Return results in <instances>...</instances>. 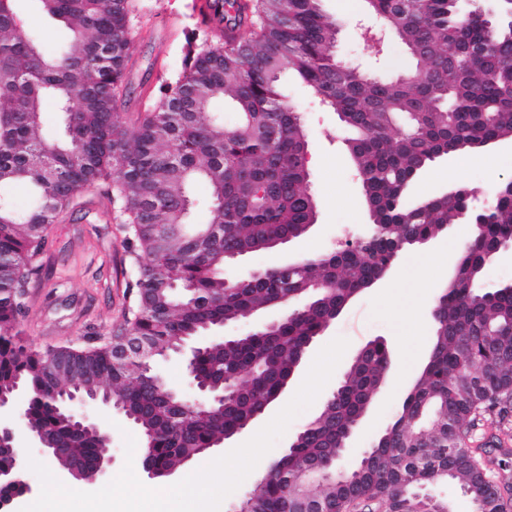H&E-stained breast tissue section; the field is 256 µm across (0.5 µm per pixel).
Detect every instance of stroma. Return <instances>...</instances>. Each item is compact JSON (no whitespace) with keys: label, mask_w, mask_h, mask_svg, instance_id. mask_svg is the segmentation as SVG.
<instances>
[{"label":"stroma","mask_w":512,"mask_h":512,"mask_svg":"<svg viewBox=\"0 0 512 512\" xmlns=\"http://www.w3.org/2000/svg\"><path fill=\"white\" fill-rule=\"evenodd\" d=\"M195 0H136L131 17L136 32L128 65L130 94L127 109L139 112L154 103L153 90L162 71L177 74L182 52L173 37L174 28L196 29L200 24ZM327 16L340 26L339 54L372 76L387 78L408 68L409 56L394 36H387L382 52L367 48L357 22L372 24L374 17L364 0H322ZM282 90L288 102L301 112L308 133L311 190L316 200L315 222L300 238L278 252L247 257L230 268L234 277L249 268L268 266L306 256H324L346 242L356 240L373 221L361 180L350 158L343 130L335 112L297 80L288 78ZM491 164L470 162L459 155L431 163L411 190L413 200L446 194L461 185L479 190L512 180V140L486 149ZM474 228L465 223L449 225L430 246L408 247L393 270L373 288L357 295L331 322L305 355L283 395L258 418L266 425L298 390L319 350L333 339L347 340L348 347L330 380L315 402L299 414L271 450L241 485L222 502L220 512H235L252 492L272 458L287 448L290 439L314 419L335 391L353 357L367 342L384 340L392 356L389 380L354 432L344 454L345 468H354L364 452L390 423L393 414L418 377L426 360L434 325L430 313L417 309L422 290L431 283H448L455 266L426 263L427 252L447 253L448 245ZM137 269L127 247V232L107 198L96 191L81 193L74 209L50 226L46 245L35 259L30 278L28 310L21 321L26 342L43 349L87 338L108 336L124 328L136 305ZM76 413L101 421L112 436L113 472L125 463L122 433L125 418L100 403H74Z\"/></svg>","instance_id":"obj_1"}]
</instances>
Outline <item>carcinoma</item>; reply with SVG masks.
Returning a JSON list of instances; mask_svg holds the SVG:
<instances>
[{
  "instance_id": "obj_1",
  "label": "carcinoma",
  "mask_w": 512,
  "mask_h": 512,
  "mask_svg": "<svg viewBox=\"0 0 512 512\" xmlns=\"http://www.w3.org/2000/svg\"><path fill=\"white\" fill-rule=\"evenodd\" d=\"M14 2L0 0V389L23 386L28 423L68 449L62 466H82L98 452L97 435L76 432L58 403L78 376L110 388L132 423L152 432L160 470L244 425L275 401L326 324L383 279L409 241L435 236L470 205L461 195L411 200L419 174L437 159L512 139V28L498 24V38L487 44L495 20L477 6L460 9L458 0H366L405 46L420 49L405 78L390 80L354 67L336 72L339 26L320 0H232L225 26L185 36L181 74L158 87L153 107L132 125L119 112L135 39L132 0H37L42 15L69 31L52 55L41 47L38 20L21 17ZM286 73L350 131L348 150L383 232L293 267L273 265L266 278L242 277L227 291L225 251L263 252L314 222L307 132L279 91ZM221 99L237 114L230 125L210 116ZM48 100L61 116L60 137L42 128ZM198 179L211 189L209 219L192 228L189 186ZM20 184L29 189L23 208L12 196ZM89 190L103 193L127 225L139 269L138 308L126 324L157 350L170 353L285 298L304 300L288 307L276 330L199 357L193 371L202 381L222 388L227 380L242 391L222 418L201 408L174 416L171 387L153 383L135 362L115 365L110 343L39 351L22 339L33 260L48 227ZM468 214L480 230L435 303L427 363L393 421L356 467H340L341 441L391 369L388 346L375 340L365 358L352 360L324 417L272 462L269 481L254 489L257 512H295L287 487L296 481L305 491L314 480L313 500L332 512L359 497L416 512L413 491L444 480L460 487L472 510L501 507L497 484L512 478H487L458 431L479 415L506 411L512 393V282L480 289L486 265L512 243V195ZM148 224H179L181 232L161 243ZM313 278L329 285L325 296L311 297Z\"/></svg>"
}]
</instances>
